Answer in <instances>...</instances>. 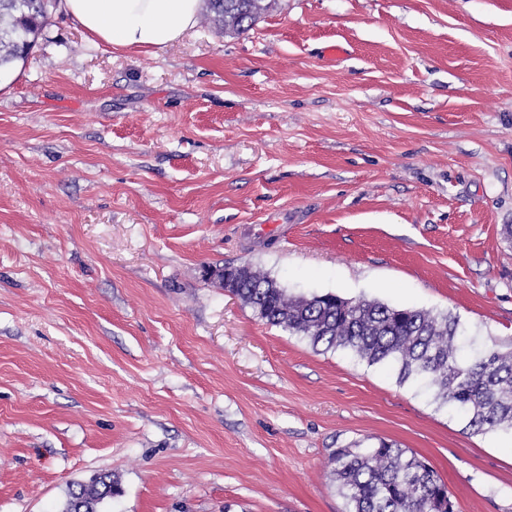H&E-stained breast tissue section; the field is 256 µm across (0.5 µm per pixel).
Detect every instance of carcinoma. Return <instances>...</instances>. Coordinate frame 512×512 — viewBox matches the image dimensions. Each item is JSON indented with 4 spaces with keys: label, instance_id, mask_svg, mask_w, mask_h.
<instances>
[{
    "label": "carcinoma",
    "instance_id": "1",
    "mask_svg": "<svg viewBox=\"0 0 512 512\" xmlns=\"http://www.w3.org/2000/svg\"><path fill=\"white\" fill-rule=\"evenodd\" d=\"M263 0H208L209 20L240 33L259 18ZM53 0H0V74L35 46ZM233 294L261 320L307 338L312 346L343 348L369 365L390 364L405 382L427 377L442 403L475 432L512 429V351L488 348L463 361L458 322L428 311L332 293L290 297L273 277L245 265ZM333 475L346 512H454L445 482L422 458L380 440L369 448H340ZM118 492L109 473L69 490L62 512H101Z\"/></svg>",
    "mask_w": 512,
    "mask_h": 512
}]
</instances>
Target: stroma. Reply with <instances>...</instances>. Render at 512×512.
I'll return each instance as SVG.
<instances>
[{
    "label": "stroma",
    "mask_w": 512,
    "mask_h": 512,
    "mask_svg": "<svg viewBox=\"0 0 512 512\" xmlns=\"http://www.w3.org/2000/svg\"><path fill=\"white\" fill-rule=\"evenodd\" d=\"M265 4L154 54L57 4L0 75V512L99 473L102 512H345L332 455L370 438L454 512H512L506 431L204 275L449 315L465 359L512 347V0Z\"/></svg>",
    "instance_id": "stroma-1"
}]
</instances>
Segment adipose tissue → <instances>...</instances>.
<instances>
[{
	"mask_svg": "<svg viewBox=\"0 0 512 512\" xmlns=\"http://www.w3.org/2000/svg\"><path fill=\"white\" fill-rule=\"evenodd\" d=\"M202 0H62L64 12L95 43L129 51L162 49L194 27Z\"/></svg>",
	"mask_w": 512,
	"mask_h": 512,
	"instance_id": "adipose-tissue-1",
	"label": "adipose tissue"
}]
</instances>
